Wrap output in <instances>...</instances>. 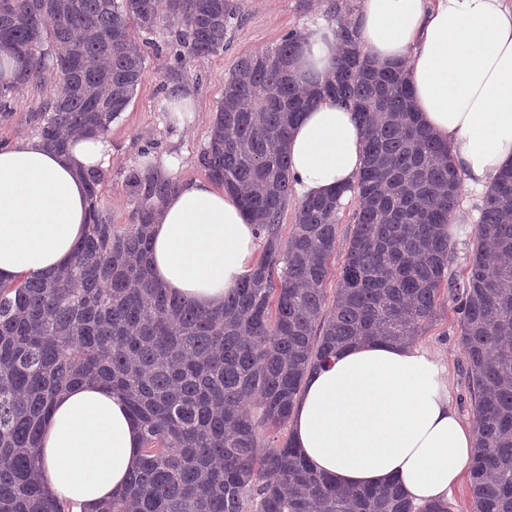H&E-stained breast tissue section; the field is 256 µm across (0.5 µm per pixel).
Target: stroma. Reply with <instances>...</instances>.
<instances>
[{
	"instance_id": "1",
	"label": "stroma",
	"mask_w": 512,
	"mask_h": 512,
	"mask_svg": "<svg viewBox=\"0 0 512 512\" xmlns=\"http://www.w3.org/2000/svg\"><path fill=\"white\" fill-rule=\"evenodd\" d=\"M356 10V0H243L241 15L231 22L223 52L186 59L180 77L175 79L168 75L172 65L165 45L168 33L162 27L152 33L142 82L107 135L110 152L107 165L100 170L99 199L111 222L123 225L132 221L136 204L128 195L124 180L128 171L138 166L141 152L147 147H154L155 158L179 159L177 179L205 177L202 152L224 96V81L241 55L273 47L289 33L307 35L321 21L339 25L350 22ZM182 86L192 88L196 106L180 123L173 113L162 111L161 106L170 90ZM60 90L59 77L53 72L47 73L42 86L30 85L20 90L12 113L6 117L0 115V142L33 135L29 113L36 111L43 99ZM482 204L483 197L479 194L469 193L459 198L452 217L459 243L452 266L455 273H462L469 262V251L464 243L479 220ZM461 294L458 288L446 291L443 311L418 341L446 366L455 405L461 416L471 422L475 412L468 390L467 361L456 312Z\"/></svg>"
}]
</instances>
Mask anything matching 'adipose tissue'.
<instances>
[{
    "mask_svg": "<svg viewBox=\"0 0 512 512\" xmlns=\"http://www.w3.org/2000/svg\"><path fill=\"white\" fill-rule=\"evenodd\" d=\"M357 24L364 53L403 65L420 122L450 147L466 190H488L512 164V0H358ZM335 60L333 29L320 25L293 70L320 83ZM364 139L335 98L304 112L285 144L297 195L328 197L354 182ZM108 158L102 138H73L62 152L36 137L0 145V282L49 276L71 262L88 221L85 177ZM260 250L235 195L208 179L183 180L157 208L151 276L210 310L253 273ZM288 435L337 484L394 481L417 504L446 500L475 446L444 364L419 345L380 340L347 346L307 378ZM143 448L124 397L81 380L56 395L42 423L40 483L75 512H92L125 492Z\"/></svg>",
    "mask_w": 512,
    "mask_h": 512,
    "instance_id": "adipose-tissue-1",
    "label": "adipose tissue"
}]
</instances>
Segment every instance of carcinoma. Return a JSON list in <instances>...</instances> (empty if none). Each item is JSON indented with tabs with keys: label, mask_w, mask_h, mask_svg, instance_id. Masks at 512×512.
Returning a JSON list of instances; mask_svg holds the SVG:
<instances>
[{
	"label": "carcinoma",
	"mask_w": 512,
	"mask_h": 512,
	"mask_svg": "<svg viewBox=\"0 0 512 512\" xmlns=\"http://www.w3.org/2000/svg\"><path fill=\"white\" fill-rule=\"evenodd\" d=\"M241 0H0V52L26 59L0 83V112L52 70L63 92L40 102L34 131L62 151L105 136L145 71L134 32L169 21L175 64L224 50ZM301 37L242 55L224 81L202 155L207 176L234 192L264 241L258 267L214 310L170 295L147 265L157 206L177 182L145 154L126 178L137 206L113 224L86 177L89 224L74 260L52 276L0 283V512H66L37 480L36 448L56 394L84 378L121 393L144 429V457L127 492L98 512H449L422 507L395 484L342 489L281 435L306 377L362 338L413 341L455 287L448 225L461 174L450 149L418 122L399 67L362 53L357 29L336 31V63L301 88ZM365 129L356 181L300 202L282 240L293 185L290 129L321 97ZM360 200L332 306L324 282L337 247L339 199ZM465 297L457 308L476 412L469 467L472 512H512V165L486 192Z\"/></svg>",
	"instance_id": "obj_1"
}]
</instances>
